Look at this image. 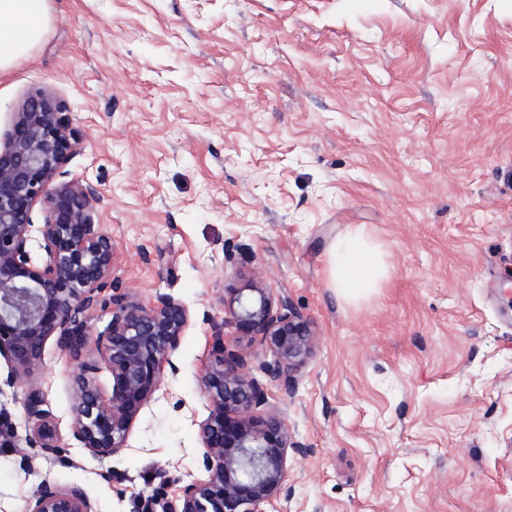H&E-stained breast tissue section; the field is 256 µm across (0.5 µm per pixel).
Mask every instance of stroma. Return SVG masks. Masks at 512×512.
I'll return each instance as SVG.
<instances>
[{"label":"stroma","mask_w":512,"mask_h":512,"mask_svg":"<svg viewBox=\"0 0 512 512\" xmlns=\"http://www.w3.org/2000/svg\"><path fill=\"white\" fill-rule=\"evenodd\" d=\"M50 25L0 75V132L27 96L86 141L66 179L101 193L112 279L194 320L126 447L70 438L77 367L48 339L29 375L62 451L0 447V512L42 482L97 512H145L203 478V313L263 268L313 324L291 392L272 390L303 455L279 512H512V0H49ZM359 228L390 273L343 299L329 251ZM233 250L235 266L224 263Z\"/></svg>","instance_id":"1"}]
</instances>
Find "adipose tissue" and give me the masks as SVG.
Wrapping results in <instances>:
<instances>
[{
	"label": "adipose tissue",
	"instance_id": "adipose-tissue-1",
	"mask_svg": "<svg viewBox=\"0 0 512 512\" xmlns=\"http://www.w3.org/2000/svg\"><path fill=\"white\" fill-rule=\"evenodd\" d=\"M47 22L48 0H0V72L30 52ZM331 263L335 286L349 301L380 288L389 272L381 246L357 230L334 244Z\"/></svg>",
	"mask_w": 512,
	"mask_h": 512
}]
</instances>
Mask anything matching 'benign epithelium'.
I'll return each instance as SVG.
<instances>
[{
  "instance_id": "1",
  "label": "benign epithelium",
  "mask_w": 512,
  "mask_h": 512,
  "mask_svg": "<svg viewBox=\"0 0 512 512\" xmlns=\"http://www.w3.org/2000/svg\"><path fill=\"white\" fill-rule=\"evenodd\" d=\"M84 133L49 94L25 98L14 113L0 147V358L8 364L0 393L26 380L41 361L46 341L77 363L71 439L93 458L126 447L141 410L160 389L165 366L178 368L172 355L192 321L189 309L168 293L148 304L112 281V237L95 222L98 189L78 180L60 182L63 167L78 152ZM41 211L43 223L33 222ZM38 227L42 254L35 259L30 233ZM110 319L92 326L96 309ZM202 323L215 330L213 358L201 371L210 411L199 423L204 480L168 498L167 483L157 487L151 512H266L288 498V453H303L281 414L266 408L267 387L289 391L310 358L315 332L309 320L273 298L263 277L253 273L242 288L224 289V320L205 312ZM260 343L270 360L266 383L253 376L250 355L225 346L221 331ZM104 361L112 391L103 397L95 383ZM24 448L16 444L15 424L0 406V437L30 466L61 452L44 393L27 387L23 401ZM26 512H95L84 488L43 482Z\"/></svg>"
}]
</instances>
